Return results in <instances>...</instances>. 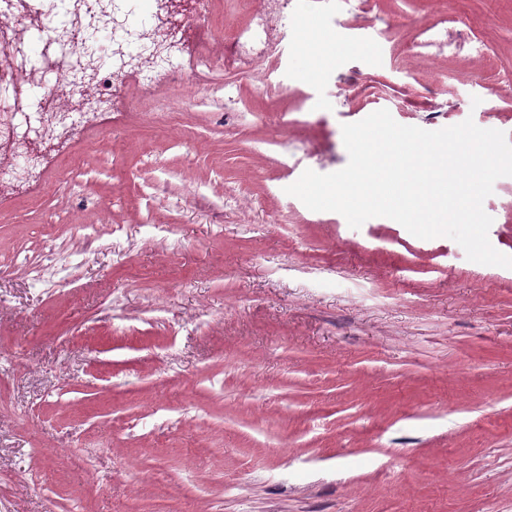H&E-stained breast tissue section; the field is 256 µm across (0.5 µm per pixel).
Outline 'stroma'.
<instances>
[{
    "mask_svg": "<svg viewBox=\"0 0 512 512\" xmlns=\"http://www.w3.org/2000/svg\"><path fill=\"white\" fill-rule=\"evenodd\" d=\"M213 14L210 70L0 204V512H512V269L285 192L380 109L512 139V0H294L248 73ZM415 16L461 49L412 55ZM483 207L512 256V177ZM30 270V274L38 281H45L53 279L58 273L59 268L55 263L54 250L49 247H44L40 260L35 264H28L24 262Z\"/></svg>",
    "mask_w": 512,
    "mask_h": 512,
    "instance_id": "35a3bbf8",
    "label": "stroma"
}]
</instances>
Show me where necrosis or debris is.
Segmentation results:
<instances>
[{"instance_id":"4bbe7bcc","label":"necrosis or debris","mask_w":512,"mask_h":512,"mask_svg":"<svg viewBox=\"0 0 512 512\" xmlns=\"http://www.w3.org/2000/svg\"><path fill=\"white\" fill-rule=\"evenodd\" d=\"M264 3L225 43V67L247 71L269 59L292 0ZM211 11L212 0H0V146L9 151L0 187L26 189L74 117L109 113L130 79L140 78L146 91L157 80L183 88L181 46L188 31L208 27ZM106 29L111 38L90 40ZM32 33L35 67L25 51ZM30 102L35 111H25Z\"/></svg>"}]
</instances>
